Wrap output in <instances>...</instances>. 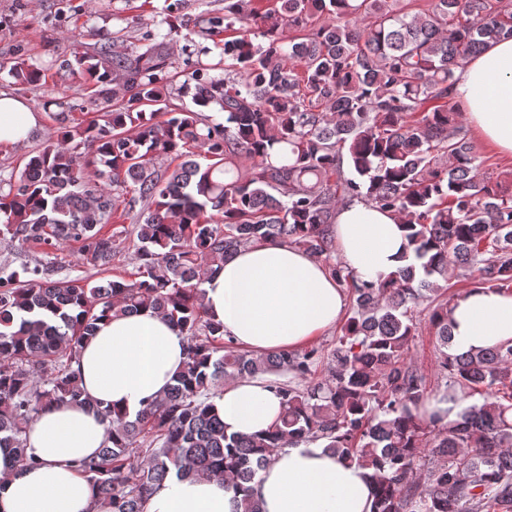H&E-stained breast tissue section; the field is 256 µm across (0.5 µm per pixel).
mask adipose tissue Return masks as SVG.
<instances>
[{
    "label": "adipose tissue",
    "mask_w": 512,
    "mask_h": 512,
    "mask_svg": "<svg viewBox=\"0 0 512 512\" xmlns=\"http://www.w3.org/2000/svg\"><path fill=\"white\" fill-rule=\"evenodd\" d=\"M448 97L474 135L512 156V39L489 42L455 69ZM44 115L24 98L0 90V147L26 141ZM336 246L360 279H383L413 254L397 212L360 199L340 204ZM209 313L225 339L249 353L293 350L338 322L345 307L340 283L324 262L283 244L246 245L203 286ZM448 323L457 351L512 345V293L472 288L456 297ZM186 338L155 313L115 317L99 326L72 368L89 405L56 403L29 426L30 465L0 448V512H103L77 461L97 455L108 425L95 412L135 414L169 385L185 359ZM217 409L226 433H256L273 425L281 398L263 377L225 385ZM366 469L326 449L324 441L288 444L253 484L262 512H370ZM231 482L173 477L152 494L148 512H236Z\"/></svg>",
    "instance_id": "obj_1"
}]
</instances>
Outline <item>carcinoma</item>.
<instances>
[{"label":"carcinoma","mask_w":512,"mask_h":512,"mask_svg":"<svg viewBox=\"0 0 512 512\" xmlns=\"http://www.w3.org/2000/svg\"><path fill=\"white\" fill-rule=\"evenodd\" d=\"M397 0H272L262 12L224 0L197 34H227L224 58L197 62L199 110L170 112L165 50L176 4L162 8L149 42L120 51L107 40L63 58L56 73L122 105L102 119L64 125L0 192V247L45 252L79 244L99 271L112 265L133 221V280H53L40 261L0 263V447L26 454L29 425L50 404H89L72 364L110 315L150 310L187 338L183 369L135 415L100 411L108 439L78 464L108 512H147L172 476L231 481L241 512H260L251 484L288 443L324 440L371 471L370 512H512V346L452 350L448 302L433 278L459 267L476 287L512 284V199L448 104L454 70L501 37L512 38V0H432L410 14ZM288 27L305 31L284 44ZM262 37L265 43L255 42ZM224 70V76L210 72ZM11 76L38 84L24 60ZM348 149L357 178H347ZM404 217L414 260L363 282L336 256L338 190ZM281 243L321 258L351 289V316L335 347L251 355L224 340L203 285L240 247ZM427 302L436 329L443 397L478 395L448 425L427 418L426 381L412 363L411 306ZM274 381L283 413L261 434L228 435L214 400L245 376Z\"/></svg>","instance_id":"1"}]
</instances>
